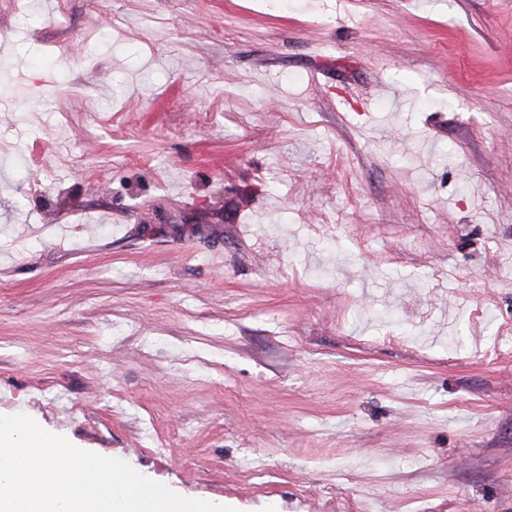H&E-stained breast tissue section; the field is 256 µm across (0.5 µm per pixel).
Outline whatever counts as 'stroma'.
<instances>
[{
  "label": "stroma",
  "mask_w": 512,
  "mask_h": 512,
  "mask_svg": "<svg viewBox=\"0 0 512 512\" xmlns=\"http://www.w3.org/2000/svg\"><path fill=\"white\" fill-rule=\"evenodd\" d=\"M18 412L236 512H512V0H0Z\"/></svg>",
  "instance_id": "obj_1"
}]
</instances>
